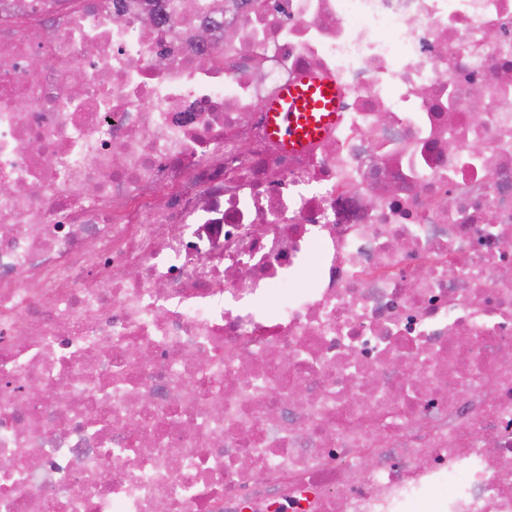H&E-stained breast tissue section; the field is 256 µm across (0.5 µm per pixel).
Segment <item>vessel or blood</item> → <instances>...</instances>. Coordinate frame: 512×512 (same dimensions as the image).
<instances>
[{"label":"vessel or blood","instance_id":"b4317fda","mask_svg":"<svg viewBox=\"0 0 512 512\" xmlns=\"http://www.w3.org/2000/svg\"><path fill=\"white\" fill-rule=\"evenodd\" d=\"M340 97L335 80L302 76L269 102L266 112L270 136L289 151L305 150L335 125Z\"/></svg>","mask_w":512,"mask_h":512}]
</instances>
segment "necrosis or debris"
Returning a JSON list of instances; mask_svg holds the SVG:
<instances>
[{
  "mask_svg": "<svg viewBox=\"0 0 512 512\" xmlns=\"http://www.w3.org/2000/svg\"><path fill=\"white\" fill-rule=\"evenodd\" d=\"M0 184V512H512V0H0ZM341 91L328 77L304 75L286 85L267 105L269 135L300 152L336 124Z\"/></svg>",
  "mask_w": 512,
  "mask_h": 512,
  "instance_id": "obj_1",
  "label": "necrosis or debris"
}]
</instances>
